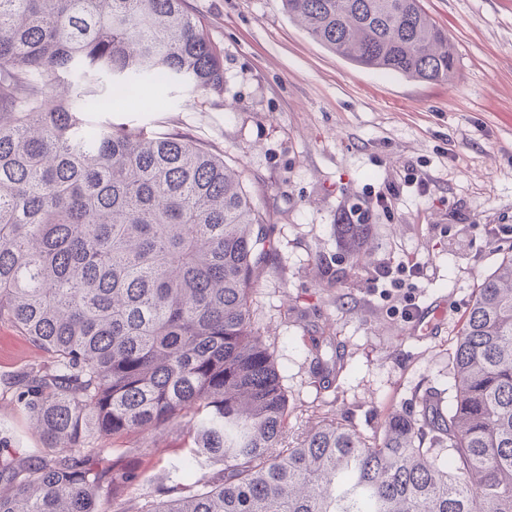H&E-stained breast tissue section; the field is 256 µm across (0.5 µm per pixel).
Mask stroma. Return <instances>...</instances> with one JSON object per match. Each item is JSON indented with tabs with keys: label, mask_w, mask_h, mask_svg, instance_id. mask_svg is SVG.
I'll return each mask as SVG.
<instances>
[{
	"label": "stroma",
	"mask_w": 512,
	"mask_h": 512,
	"mask_svg": "<svg viewBox=\"0 0 512 512\" xmlns=\"http://www.w3.org/2000/svg\"><path fill=\"white\" fill-rule=\"evenodd\" d=\"M457 48L452 82L357 67L298 27L281 0H187L224 58V91L176 86L114 110L116 124L182 132L243 171L275 251L255 322L288 394L289 441L335 412L374 433L429 391L450 398L452 356L477 288L512 249V0H422ZM427 193L406 184L408 171ZM369 214L371 254L354 268L336 237ZM404 255L423 272L404 296L374 288ZM414 303L413 320L402 308ZM43 352L0 324V377ZM12 447L40 442L20 403L0 399Z\"/></svg>",
	"instance_id": "1"
}]
</instances>
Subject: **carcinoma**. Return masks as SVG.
I'll list each match as a JSON object with an SVG mask.
<instances>
[{"label": "carcinoma", "mask_w": 512, "mask_h": 512, "mask_svg": "<svg viewBox=\"0 0 512 512\" xmlns=\"http://www.w3.org/2000/svg\"><path fill=\"white\" fill-rule=\"evenodd\" d=\"M282 5L358 66L453 77L421 0ZM65 75L224 90L186 0H0V322L46 354L0 382L42 444L0 439V512H512L511 253L465 312L448 409L426 393L371 436L326 413L287 445L252 310L274 246L241 172L190 136L96 116L101 99L56 92ZM337 235L357 265L369 225ZM172 431L184 454L134 497Z\"/></svg>", "instance_id": "obj_1"}]
</instances>
